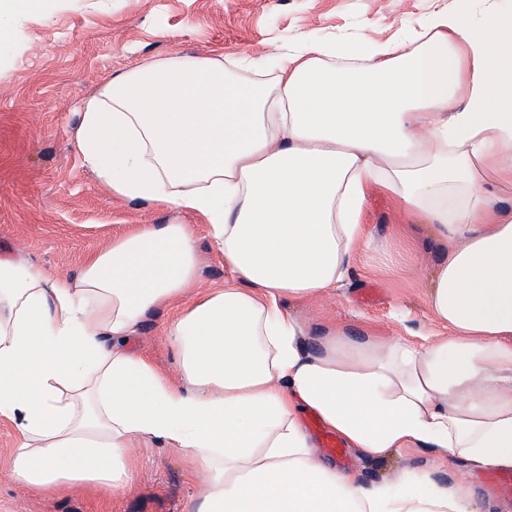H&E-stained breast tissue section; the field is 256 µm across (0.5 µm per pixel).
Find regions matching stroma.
Here are the masks:
<instances>
[{"instance_id": "obj_1", "label": "stroma", "mask_w": 512, "mask_h": 512, "mask_svg": "<svg viewBox=\"0 0 512 512\" xmlns=\"http://www.w3.org/2000/svg\"><path fill=\"white\" fill-rule=\"evenodd\" d=\"M441 9L465 15L512 9V0H52L27 19L0 62V254H19L53 273L78 270L85 256L136 224L192 225L202 257V288L229 273L194 214L112 196L76 145L77 112L105 80L157 58L240 55L268 59L305 41L397 43ZM369 237L349 277L331 293L290 304L316 326L336 323L352 335L434 330L426 292L442 256L424 227H405L380 190L367 203ZM172 312L151 319L130 341L138 354L175 372L164 328ZM20 442L0 419V512H191L204 474L181 452L145 448L134 491L101 503L76 490L33 497L13 484L9 459ZM350 470L378 481L403 468L429 470L469 485L478 512H512V495L494 496L493 469L439 462L416 448H397L378 462L347 449Z\"/></svg>"}]
</instances>
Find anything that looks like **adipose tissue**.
<instances>
[{
	"label": "adipose tissue",
	"instance_id": "1",
	"mask_svg": "<svg viewBox=\"0 0 512 512\" xmlns=\"http://www.w3.org/2000/svg\"><path fill=\"white\" fill-rule=\"evenodd\" d=\"M47 9L0 0V50ZM410 41L309 43L265 80L244 57L161 58L82 104L99 182L195 214L231 280L200 289L177 222L137 225L71 274L0 256L18 489L122 497L138 448H169L207 475L193 512H467L470 488L434 473L368 481L320 460L308 411L371 460L418 448L512 469V13L439 10ZM377 189L447 250L427 302L448 331L419 344L286 308L346 280ZM167 309L173 375L129 347Z\"/></svg>",
	"mask_w": 512,
	"mask_h": 512
}]
</instances>
